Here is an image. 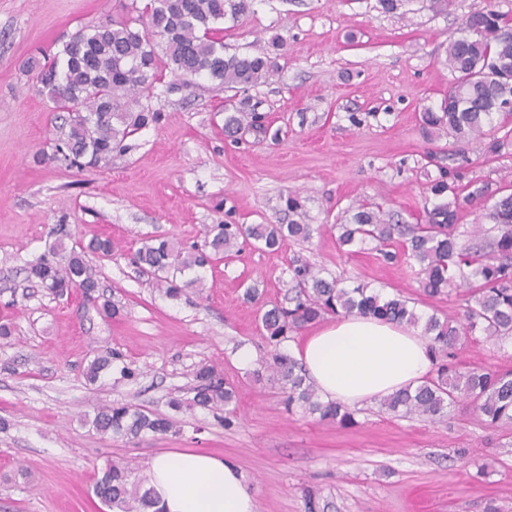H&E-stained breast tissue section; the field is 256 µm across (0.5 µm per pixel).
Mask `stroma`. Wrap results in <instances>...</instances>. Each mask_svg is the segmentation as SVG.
<instances>
[{
	"instance_id": "35a3bbf8",
	"label": "stroma",
	"mask_w": 512,
	"mask_h": 512,
	"mask_svg": "<svg viewBox=\"0 0 512 512\" xmlns=\"http://www.w3.org/2000/svg\"><path fill=\"white\" fill-rule=\"evenodd\" d=\"M126 2L0 0V323L11 327L0 336V418L9 422L0 430V512H106L93 484L109 463L143 468L173 448L234 460L257 512H308L310 497L317 512H483L490 500L512 512V426L488 427L465 404L432 423L376 402L341 426L287 410L278 383L236 360L243 347L258 362L268 352L244 285L258 284L264 302L283 301L295 258L333 278L405 290L424 315L457 316L455 300L426 297L409 267L385 263L373 245L341 252L333 226L365 198L402 223L421 220L438 167L427 155L448 141L424 138L417 116L448 89V39L487 5L512 15V0H450L438 12L401 0L390 13L378 0H255L253 14L225 19L224 52L268 58L270 77L245 96L278 139L247 132L229 143L228 90L201 78L170 93L167 70L157 85L159 126L136 134L110 166L66 168L53 157L61 122L27 62L59 51L81 27L124 14ZM469 157V179L493 190L512 185V150L489 159L477 143ZM291 193L318 233L276 253L247 246L198 269L200 292L169 299L132 261L147 236L188 245L215 224L279 220ZM61 222L74 240L117 244L112 256L90 261L101 293L121 305L119 318L102 319L79 292L57 297L26 279V261L48 249ZM110 348L136 379L89 383V362ZM455 361L512 370V343L478 340ZM204 365L237 391L232 427L223 412L169 406L193 397ZM113 403L172 417L181 432L128 442L85 424Z\"/></svg>"
}]
</instances>
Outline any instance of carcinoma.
I'll use <instances>...</instances> for the list:
<instances>
[{
    "label": "carcinoma",
    "mask_w": 512,
    "mask_h": 512,
    "mask_svg": "<svg viewBox=\"0 0 512 512\" xmlns=\"http://www.w3.org/2000/svg\"><path fill=\"white\" fill-rule=\"evenodd\" d=\"M254 0H137L127 5L130 17L106 18L79 29L62 49L44 61H35L38 80L53 108L68 113V130L55 144L54 158L68 168L84 170L112 164V159L132 148L127 139L164 119L152 105L158 97V65L164 64L181 78L167 90L188 89L194 79L207 77L226 89L244 91L266 81L269 66L257 55L224 54L221 22L238 20L252 12ZM164 43L159 58L155 39ZM447 65L451 79L448 93L438 109L420 113L422 129L429 135L444 134L457 144H483L486 155L498 157L512 147V17L493 7L467 15L458 35L448 40ZM256 137L268 128L255 110L241 107L224 113V133L234 137L243 131ZM437 164L438 175L430 181V193L440 202L425 210L421 224H399L380 206L360 203L345 224H334L340 247L375 244L384 261H403L413 268L418 287L426 296H455L461 318L450 321L436 315L418 314L401 294L386 296L361 281L344 284L328 280L322 271L298 260L289 265L294 296L289 306L274 304L262 311L263 335L270 346L261 368L281 384L288 409L298 406L321 420L342 425L355 422L346 406L319 399L307 382L302 366L281 345L289 335L328 314L363 315L421 329L437 365L436 376L415 388L384 396L380 407L391 413L442 422L450 407L466 402L477 409L490 427L512 423V371L460 370L458 347L476 337L503 343L512 341V193L483 206L482 217L491 224L472 225L475 237L488 231L494 235L484 245L460 244L459 220L469 208L490 200L489 187L468 178L469 158L460 152L454 167ZM292 218L286 224H215L203 243L186 247L168 239L148 238L134 254V262L153 273L159 286L174 298L196 284L177 282V276L194 267H204L212 256L242 252L251 241L258 247L277 251L287 242L308 241L318 228L307 223L297 197L285 199ZM55 242L26 266L27 279L36 281L57 296L80 290L95 302L97 313L112 319L118 303L97 295L96 270L86 256H110L112 240L96 239L84 246L67 247L72 238L69 225L53 228ZM116 370L119 379L131 380L135 372L121 353L108 350L89 364L87 376L95 381L103 371ZM199 385L191 405L208 410L224 409V425L233 424L229 409L235 392L213 366L199 369ZM96 432L137 439L145 433L176 435V422L164 415L147 414L128 404L97 408L91 421ZM93 492L110 512H151L155 492L144 487L128 461H114L93 485Z\"/></svg>",
    "instance_id": "1"
}]
</instances>
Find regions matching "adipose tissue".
<instances>
[{
  "label": "adipose tissue",
  "mask_w": 512,
  "mask_h": 512,
  "mask_svg": "<svg viewBox=\"0 0 512 512\" xmlns=\"http://www.w3.org/2000/svg\"><path fill=\"white\" fill-rule=\"evenodd\" d=\"M321 395L348 406L416 386L434 361L420 330L372 317H340L292 346ZM158 512H256L232 461L194 448L156 455L142 472Z\"/></svg>",
  "instance_id": "1"
}]
</instances>
